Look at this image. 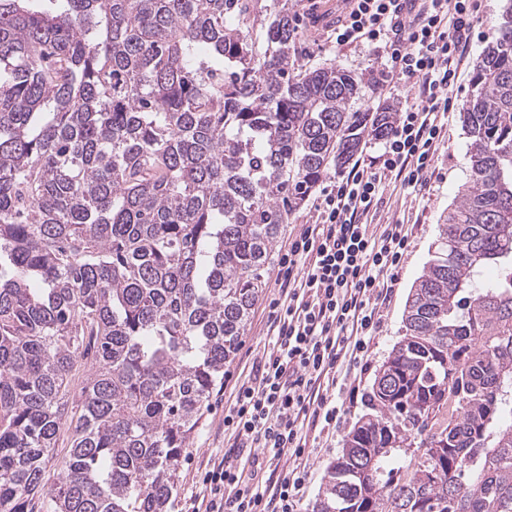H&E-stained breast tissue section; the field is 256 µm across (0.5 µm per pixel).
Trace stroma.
Listing matches in <instances>:
<instances>
[{"instance_id": "obj_1", "label": "stroma", "mask_w": 512, "mask_h": 512, "mask_svg": "<svg viewBox=\"0 0 512 512\" xmlns=\"http://www.w3.org/2000/svg\"><path fill=\"white\" fill-rule=\"evenodd\" d=\"M512 0H485V9L476 24V35L470 54L461 71V96H468L474 76V65L488 46L495 44L501 24V14ZM297 13L303 17L301 49L297 58L300 66L309 67L333 63L366 77H378L387 61L385 51L371 47L336 49L325 39L323 26L313 21V0H298ZM445 145L434 163L429 194L419 198L404 196L399 185L390 184L384 194L380 210L385 224L405 225L409 234L408 256L399 269L396 295L386 310L382 323L371 343V369L360 383L361 391H368L394 344L404 334L403 313L408 295L426 264L432 259L442 224L469 179V138L462 126L459 112H450L444 131ZM224 451V396L214 391L188 448L179 472L176 488L167 512H187L190 496L195 492L196 471L201 462Z\"/></svg>"}]
</instances>
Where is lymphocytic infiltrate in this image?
I'll return each mask as SVG.
<instances>
[{
    "label": "lymphocytic infiltrate",
    "mask_w": 512,
    "mask_h": 512,
    "mask_svg": "<svg viewBox=\"0 0 512 512\" xmlns=\"http://www.w3.org/2000/svg\"><path fill=\"white\" fill-rule=\"evenodd\" d=\"M350 2L328 42L383 46L389 64L380 89L410 81L419 96L397 114L377 156L323 188L314 222L281 252L264 299L268 342L224 402V452L201 471L191 512H301L310 435L344 425L333 391L352 404L359 393L336 368L367 359L393 293L386 275L407 249L403 225L377 221L385 190L393 181L411 196L429 190L443 119L458 101L480 0Z\"/></svg>",
    "instance_id": "lymphocytic-infiltrate-1"
}]
</instances>
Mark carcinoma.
<instances>
[{
    "instance_id": "1",
    "label": "carcinoma",
    "mask_w": 512,
    "mask_h": 512,
    "mask_svg": "<svg viewBox=\"0 0 512 512\" xmlns=\"http://www.w3.org/2000/svg\"><path fill=\"white\" fill-rule=\"evenodd\" d=\"M298 28L288 0H0V512H166L282 226L392 120L298 67ZM462 118L469 181L313 512H512V12ZM70 446V432L67 428L60 432L57 438L55 454L47 463L45 478L48 485L53 484L59 477V467L62 457L65 455L67 448Z\"/></svg>"
}]
</instances>
